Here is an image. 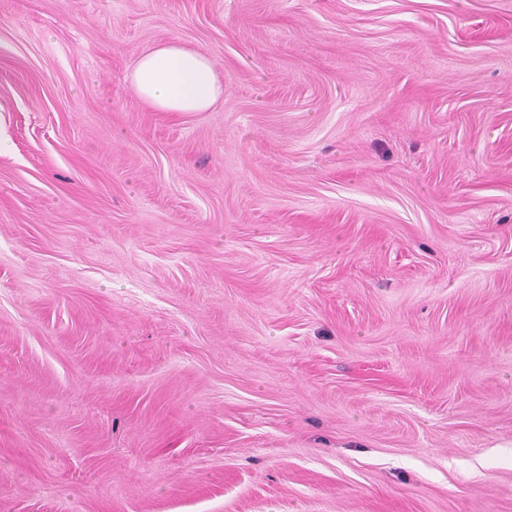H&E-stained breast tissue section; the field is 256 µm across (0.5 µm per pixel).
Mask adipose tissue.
I'll return each mask as SVG.
<instances>
[{
	"label": "adipose tissue",
	"instance_id": "ef3b65f1",
	"mask_svg": "<svg viewBox=\"0 0 512 512\" xmlns=\"http://www.w3.org/2000/svg\"><path fill=\"white\" fill-rule=\"evenodd\" d=\"M129 82L134 94L159 112H204L224 96L211 58L176 39L145 51Z\"/></svg>",
	"mask_w": 512,
	"mask_h": 512
}]
</instances>
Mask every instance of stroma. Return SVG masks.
<instances>
[{
  "label": "stroma",
  "mask_w": 512,
  "mask_h": 512,
  "mask_svg": "<svg viewBox=\"0 0 512 512\" xmlns=\"http://www.w3.org/2000/svg\"><path fill=\"white\" fill-rule=\"evenodd\" d=\"M0 140V512H512V0H0ZM129 82L134 94L157 112H206L224 99V82L211 58L177 39L145 51Z\"/></svg>",
  "instance_id": "1"
}]
</instances>
